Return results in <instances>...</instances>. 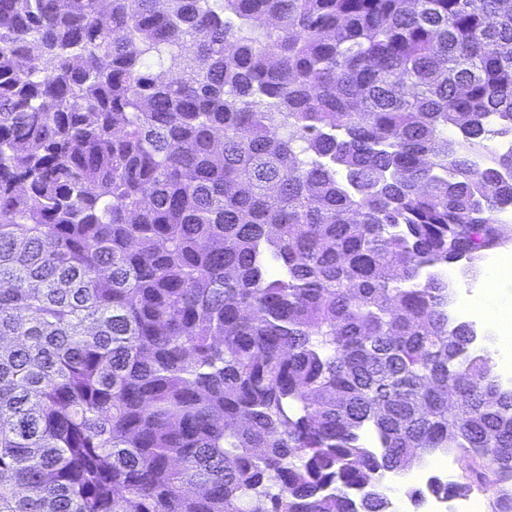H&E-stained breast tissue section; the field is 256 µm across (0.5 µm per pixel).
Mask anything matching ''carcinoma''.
<instances>
[{
	"label": "carcinoma",
	"instance_id": "cac0c4a2",
	"mask_svg": "<svg viewBox=\"0 0 512 512\" xmlns=\"http://www.w3.org/2000/svg\"><path fill=\"white\" fill-rule=\"evenodd\" d=\"M495 134L512 0H0V512H512ZM482 285L479 288H470L472 298L476 299L477 302L482 296H484L485 292L487 293L486 303L484 308H486V313H484V308L482 314L487 318H495L498 316L499 312L504 310H511L512 316V276L511 283L506 282L503 283L500 288H495V293L492 297H489L487 289H482ZM497 343V344H496ZM493 345L500 352V357L497 362V356L491 351L490 352V367L496 363V376L505 384L511 385L512 387V347L507 346L496 336L495 339L487 344ZM448 455L444 454H438L432 457H429L426 464L423 463L421 465H414L407 473L401 475V476H395L392 474H386V476L389 477V486L391 487V496L397 503L398 512H426L427 511V504L426 502L424 505L416 508L414 507L408 497L406 496L405 492H407L409 489L412 488H425V481L418 482L414 479V475L417 474L419 471L426 469L429 464H431L433 461L444 457ZM453 463L451 459L448 457V459L443 460L441 463V471L445 473H449L452 471Z\"/></svg>",
	"mask_w": 512,
	"mask_h": 512
}]
</instances>
